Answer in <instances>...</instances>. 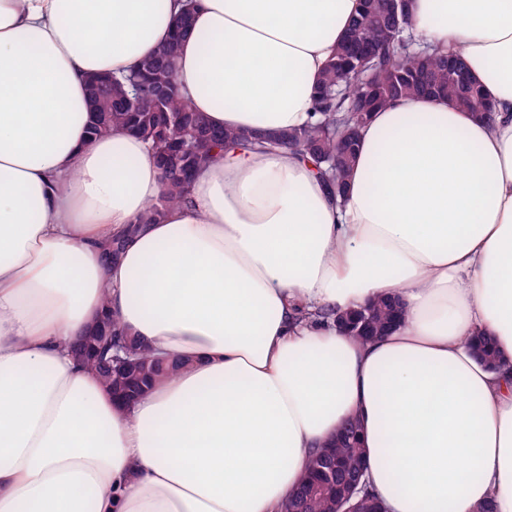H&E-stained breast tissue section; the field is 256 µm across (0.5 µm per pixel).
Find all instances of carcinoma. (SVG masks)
<instances>
[{
  "instance_id": "1",
  "label": "carcinoma",
  "mask_w": 512,
  "mask_h": 512,
  "mask_svg": "<svg viewBox=\"0 0 512 512\" xmlns=\"http://www.w3.org/2000/svg\"><path fill=\"white\" fill-rule=\"evenodd\" d=\"M382 7L383 0H360L357 15L316 87L313 110L318 118L315 122L273 133L264 141L254 133L212 127L206 116L195 111L191 102L180 94L174 63L182 38L175 35L141 62L149 66L145 77H140L135 68L105 85H88L87 96L92 106L89 133L93 136L110 135L114 131L136 134L149 143L152 155L160 162L161 194L140 222H156L168 207L184 200L191 173L221 158L227 142L254 148L288 142L320 171L325 161H334L339 154L340 165L336 168L333 188L338 192L345 190L356 160L360 132H355L344 153L336 133L360 124L358 105L365 99L377 111L393 101L430 92L447 98L486 123L493 122L492 105L480 86L472 81L465 87L448 74V57L464 65L462 54L454 49L408 48L405 39L410 37L409 12L400 10L394 15L382 11ZM123 246L122 236L106 240L102 245L105 261L118 262ZM401 315L402 304L395 292L369 302L364 310V333L358 339L368 340ZM104 332L112 333L117 339L127 336L120 323L108 315L101 318L89 335L99 336ZM468 346L480 363L490 368L497 366L498 352L492 337L472 336ZM138 358L140 372L121 380L109 378L94 364L86 365V369L107 387L116 389L141 381L150 389L190 366L189 361L177 355L160 360L144 344L140 345ZM303 507L305 512H337L336 496L330 488L317 490Z\"/></svg>"
}]
</instances>
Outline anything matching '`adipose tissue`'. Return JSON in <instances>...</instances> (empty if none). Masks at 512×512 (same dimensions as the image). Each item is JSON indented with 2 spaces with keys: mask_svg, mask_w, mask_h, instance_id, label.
<instances>
[{
  "mask_svg": "<svg viewBox=\"0 0 512 512\" xmlns=\"http://www.w3.org/2000/svg\"><path fill=\"white\" fill-rule=\"evenodd\" d=\"M183 0H0V512H280L359 415L387 512H512V0H411L462 46L493 125L438 96L375 112L343 198L285 148L227 144L187 199L148 144L92 137L93 73L167 41ZM359 0H195L176 78L214 126L311 119ZM398 292L388 334L338 312ZM187 370L119 407L69 343L101 314ZM494 336L491 371L466 340Z\"/></svg>",
  "mask_w": 512,
  "mask_h": 512,
  "instance_id": "obj_1",
  "label": "adipose tissue"
}]
</instances>
